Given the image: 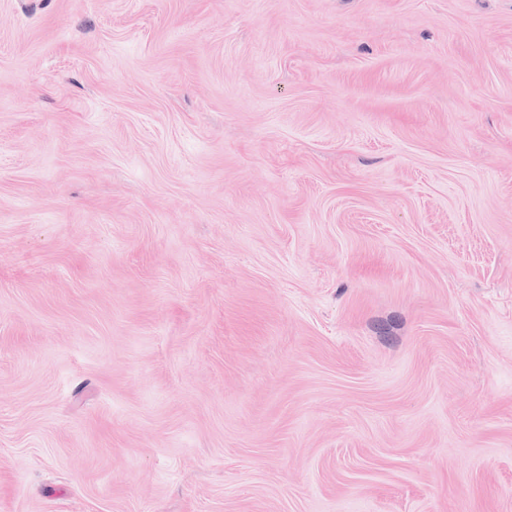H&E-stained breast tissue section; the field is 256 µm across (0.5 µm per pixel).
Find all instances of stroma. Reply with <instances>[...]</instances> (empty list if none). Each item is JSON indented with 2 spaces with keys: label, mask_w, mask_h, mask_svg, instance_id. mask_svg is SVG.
Returning a JSON list of instances; mask_svg holds the SVG:
<instances>
[{
  "label": "stroma",
  "mask_w": 512,
  "mask_h": 512,
  "mask_svg": "<svg viewBox=\"0 0 512 512\" xmlns=\"http://www.w3.org/2000/svg\"><path fill=\"white\" fill-rule=\"evenodd\" d=\"M0 512H512V0H0Z\"/></svg>",
  "instance_id": "stroma-1"
}]
</instances>
